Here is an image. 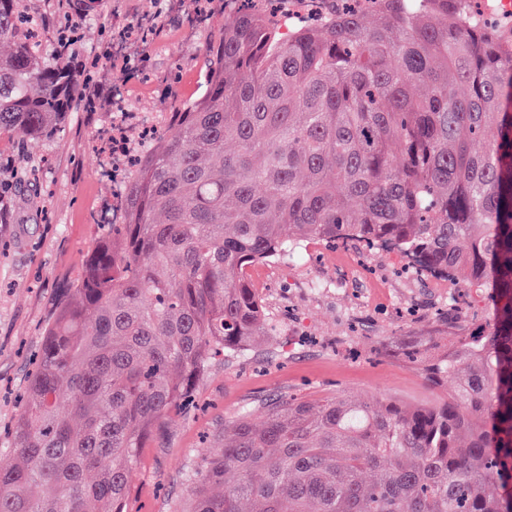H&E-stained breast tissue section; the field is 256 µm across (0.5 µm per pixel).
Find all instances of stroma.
Here are the masks:
<instances>
[{"label":"stroma","instance_id":"obj_1","mask_svg":"<svg viewBox=\"0 0 512 512\" xmlns=\"http://www.w3.org/2000/svg\"><path fill=\"white\" fill-rule=\"evenodd\" d=\"M46 41L68 28L76 39L80 95L91 109L75 112L57 135L24 145L0 143V179L9 180L6 221L0 222V422L19 412L29 355L38 349L56 301L69 293L97 227L112 219V193L123 172L100 142L112 128V90L125 88L139 112L166 111L159 73H170L182 98H198L206 30L184 45L180 18L166 17L143 64L112 62V24L153 15L159 0H29ZM401 257L383 248L326 251L249 268L278 332L254 350L211 363L196 387L200 410L170 416L143 448L131 482L134 512H188L186 480L215 451V436L244 410L285 395L342 391L405 407L448 395L408 363L409 343L451 346L473 322L451 303L447 281L397 276Z\"/></svg>","mask_w":512,"mask_h":512}]
</instances>
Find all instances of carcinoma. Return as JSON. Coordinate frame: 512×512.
<instances>
[{"mask_svg": "<svg viewBox=\"0 0 512 512\" xmlns=\"http://www.w3.org/2000/svg\"><path fill=\"white\" fill-rule=\"evenodd\" d=\"M227 2L202 97L141 139L120 222L46 328L0 512H129L146 437L212 359L273 330L246 268L311 240L485 290L492 322L430 356L433 383L454 379L440 405L288 395L234 422L190 512H512V25L463 0H324L293 25L273 19L286 0ZM23 3L0 0V135L18 142L80 102L69 57L22 35Z\"/></svg>", "mask_w": 512, "mask_h": 512, "instance_id": "carcinoma-1", "label": "carcinoma"}]
</instances>
